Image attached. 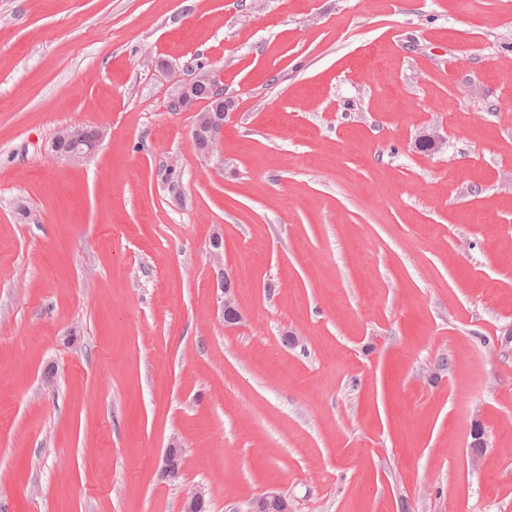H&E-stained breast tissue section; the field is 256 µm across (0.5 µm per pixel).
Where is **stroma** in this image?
Listing matches in <instances>:
<instances>
[{
	"instance_id": "stroma-1",
	"label": "stroma",
	"mask_w": 512,
	"mask_h": 512,
	"mask_svg": "<svg viewBox=\"0 0 512 512\" xmlns=\"http://www.w3.org/2000/svg\"><path fill=\"white\" fill-rule=\"evenodd\" d=\"M511 330L512 0H0V512H512ZM199 70L194 78L179 86L173 105L176 110H182L205 103V107L195 113L191 142L198 152L210 155L218 147L224 122L232 114L234 105L232 100L224 98L219 75ZM104 137L101 128L62 127L54 135L51 149L70 161H81L95 152ZM212 247L213 290L217 300H220L225 325H235L241 321L242 314L238 305L235 281L224 268V252L221 250L220 236L214 237ZM247 512H292L288 498L280 493L267 492L253 498Z\"/></svg>"
}]
</instances>
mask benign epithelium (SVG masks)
<instances>
[{"label": "benign epithelium", "instance_id": "7a95c632", "mask_svg": "<svg viewBox=\"0 0 512 512\" xmlns=\"http://www.w3.org/2000/svg\"><path fill=\"white\" fill-rule=\"evenodd\" d=\"M199 103L205 107L195 113L191 142L195 149L210 155L218 147L224 131V122L233 109V101L224 98V89L218 74L199 71L194 78L179 86L173 102L177 110L191 108ZM105 137L101 128L62 127L51 143L52 151L70 161H81L95 152ZM213 290L221 303L222 318L227 325H235L242 319L233 277L224 268V252L221 237L212 242ZM181 449L173 445L167 448L162 472L171 477L179 473ZM206 507L204 491L195 487L183 495L184 512H203ZM247 512H292L288 498L280 493L267 492L253 498Z\"/></svg>", "mask_w": 512, "mask_h": 512}]
</instances>
